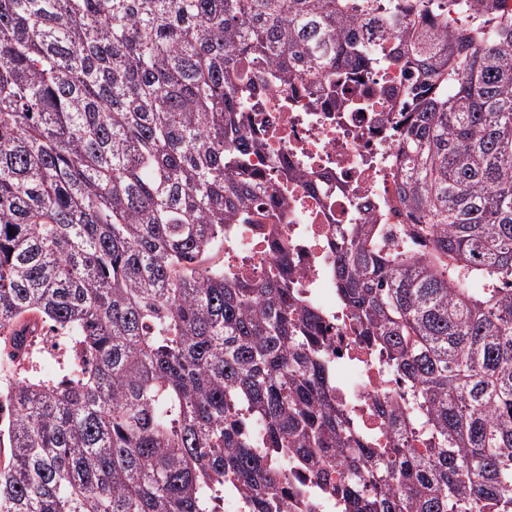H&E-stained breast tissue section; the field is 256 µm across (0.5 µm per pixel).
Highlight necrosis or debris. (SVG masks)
<instances>
[{"label":"necrosis or debris","instance_id":"4bbe7bcc","mask_svg":"<svg viewBox=\"0 0 512 512\" xmlns=\"http://www.w3.org/2000/svg\"><path fill=\"white\" fill-rule=\"evenodd\" d=\"M406 82L404 68L390 61L347 81L333 109H324L322 91L313 86L300 93L270 92L245 112V133L262 139L248 156L247 171L270 186L266 208L274 217L265 224L226 226L222 257L226 272L249 282L262 280L271 261H280L296 293L321 313L337 403L384 447L391 432L376 402L392 395L394 377L378 353L353 335L338 308L334 243L338 225L381 224L379 246L385 250L407 225L421 221L395 201L402 157L388 119L393 100L379 97L373 107L365 105L370 88L397 89ZM298 487L312 512H336L335 497L317 490L309 473L295 466L284 486L290 512L299 508Z\"/></svg>","mask_w":512,"mask_h":512}]
</instances>
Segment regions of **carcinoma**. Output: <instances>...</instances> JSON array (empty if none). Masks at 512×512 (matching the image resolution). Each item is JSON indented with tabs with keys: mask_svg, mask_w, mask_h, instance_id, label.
I'll return each mask as SVG.
<instances>
[{
	"mask_svg": "<svg viewBox=\"0 0 512 512\" xmlns=\"http://www.w3.org/2000/svg\"><path fill=\"white\" fill-rule=\"evenodd\" d=\"M376 2L0 0V512H224L226 486L285 512L292 458L338 512H512V15L393 0L395 30ZM381 39L409 73L397 202L425 223L387 251L342 225L336 290L398 380L387 448L286 276L207 263L246 206L273 218L251 100L332 103ZM46 324L77 346L60 377L34 366Z\"/></svg>",
	"mask_w": 512,
	"mask_h": 512,
	"instance_id": "obj_1",
	"label": "carcinoma"
}]
</instances>
